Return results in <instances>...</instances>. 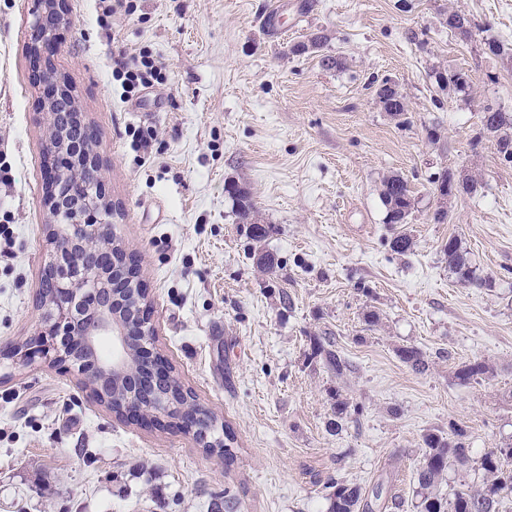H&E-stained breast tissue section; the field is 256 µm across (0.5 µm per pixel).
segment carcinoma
<instances>
[{
  "instance_id": "obj_1",
  "label": "carcinoma",
  "mask_w": 512,
  "mask_h": 512,
  "mask_svg": "<svg viewBox=\"0 0 512 512\" xmlns=\"http://www.w3.org/2000/svg\"><path fill=\"white\" fill-rule=\"evenodd\" d=\"M448 29L466 37L471 32V21L462 12H451L446 19ZM442 86L464 92L469 88L467 75L461 72L439 76ZM376 96L383 109L397 116L406 111V103L396 87L382 84ZM482 133L497 138L503 158L512 162V114L499 109L487 108L481 117ZM229 197L236 202L237 213L242 224L251 226L253 239L260 243L266 237L264 225L256 223L254 206L246 191L237 184L226 187ZM381 196L387 209V223L405 224L412 210V191L403 178L390 176L383 180ZM414 247V241L405 232L396 233L390 240V248L397 254H405ZM448 262L460 274L461 281L478 286H489L491 280L474 275L460 251L457 238L450 237L443 246ZM312 356L340 377L349 370L348 361L337 351L317 341L312 347ZM400 359L416 371H423L427 361L416 347L399 349ZM463 429L453 425L450 433H428L424 436L425 453L416 471L417 482L422 491L420 512H499L501 499L512 493V443L505 442L488 449L479 459V466L489 478L483 490H467L455 493L450 501L436 492L437 484L449 470H464L471 462L470 448L462 441ZM328 499L329 512H359L363 508L370 512L372 504L362 503V494L356 486L341 479L330 481Z\"/></svg>"
}]
</instances>
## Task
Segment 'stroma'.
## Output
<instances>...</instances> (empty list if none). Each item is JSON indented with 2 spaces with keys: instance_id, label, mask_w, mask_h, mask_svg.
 Listing matches in <instances>:
<instances>
[{
  "instance_id": "stroma-1",
  "label": "stroma",
  "mask_w": 512,
  "mask_h": 512,
  "mask_svg": "<svg viewBox=\"0 0 512 512\" xmlns=\"http://www.w3.org/2000/svg\"><path fill=\"white\" fill-rule=\"evenodd\" d=\"M103 16L67 0L55 67L98 134L115 231L139 260L155 345L234 439L231 461L192 435L147 429L96 403L76 373L0 359V512H327L341 477L385 512H418L423 437L464 431L474 455L512 441V162L481 134L512 113V0H135ZM35 0H0V346L32 336L47 256L41 88L26 43ZM471 34L448 30L449 11ZM318 46H311L314 36ZM307 49L296 52L295 44ZM148 51L158 80L125 101L112 53ZM465 72L471 88L441 87ZM391 80L407 110L376 98ZM152 135L148 149L132 134ZM476 192L440 198L444 172ZM413 191L386 221L382 182ZM246 189L254 241L226 192ZM447 217L436 223V210ZM404 231L412 252L389 241ZM456 237L478 276L462 283ZM271 254L275 272L257 258ZM331 340L352 369L311 358ZM419 348L427 367L403 363ZM489 372L462 382L458 369ZM357 406L334 430V404ZM443 251L445 255H448V262L460 274L461 281L478 286H491L490 279H482L474 275V271L471 270L460 251L457 238L449 237L443 246Z\"/></svg>"
}]
</instances>
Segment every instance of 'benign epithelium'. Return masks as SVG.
Wrapping results in <instances>:
<instances>
[{
  "label": "benign epithelium",
  "instance_id": "1",
  "mask_svg": "<svg viewBox=\"0 0 512 512\" xmlns=\"http://www.w3.org/2000/svg\"><path fill=\"white\" fill-rule=\"evenodd\" d=\"M27 53L36 83L54 77L39 108L52 131L74 125L96 139L83 113L68 111L70 85L54 75L51 21H64V0H37ZM45 196L50 216L48 261L41 288L50 301L34 335L22 345L6 346L0 357L15 364L49 365L75 371L88 382L93 400L108 393L107 380L134 383L117 416L146 428H164L171 413L184 414L177 403L190 399L172 368L152 342L153 324L147 288L134 251L112 229V210L96 152H75L67 142L46 144ZM117 352L97 355L103 339Z\"/></svg>",
  "mask_w": 512,
  "mask_h": 512
}]
</instances>
